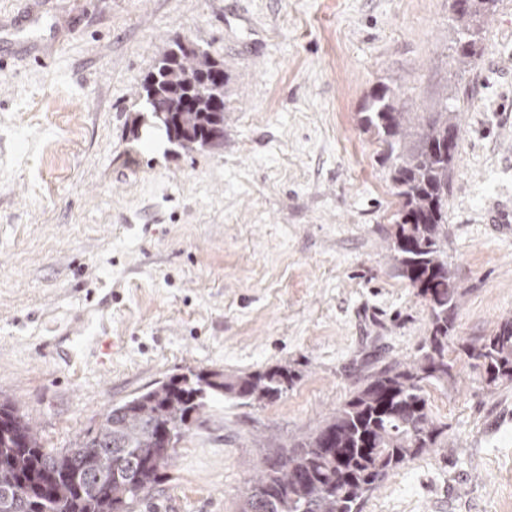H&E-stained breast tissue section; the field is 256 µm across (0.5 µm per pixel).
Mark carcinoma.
I'll return each mask as SVG.
<instances>
[{
    "label": "carcinoma",
    "instance_id": "obj_1",
    "mask_svg": "<svg viewBox=\"0 0 512 512\" xmlns=\"http://www.w3.org/2000/svg\"><path fill=\"white\" fill-rule=\"evenodd\" d=\"M494 2L454 0L458 64L473 61L479 23ZM226 85L224 62L177 43L148 73L143 109L132 125L182 149H220ZM363 123L382 146L401 200L388 248L401 277L428 306L430 335L420 357L369 376L319 428L264 462L242 491L238 512H361L388 475L437 447L448 428L434 418L426 386L452 377L448 340L464 295L444 250L458 153L448 150V139H459V113L448 107L411 112L403 93L385 86L373 94ZM461 349L488 384L512 382V316ZM292 380L282 366L174 376L112 405L95 434L59 452L42 447L31 423L1 400L0 512H132L161 484L175 453L156 439L158 427L169 426L179 440L189 421L200 419L205 397L251 405L280 396Z\"/></svg>",
    "mask_w": 512,
    "mask_h": 512
}]
</instances>
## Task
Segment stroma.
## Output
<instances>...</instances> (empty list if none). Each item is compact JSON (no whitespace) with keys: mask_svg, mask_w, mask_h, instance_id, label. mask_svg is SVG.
Segmentation results:
<instances>
[{"mask_svg":"<svg viewBox=\"0 0 512 512\" xmlns=\"http://www.w3.org/2000/svg\"><path fill=\"white\" fill-rule=\"evenodd\" d=\"M30 44L0 40V400L43 447H75L112 404L174 375L287 367L271 401L210 402L165 480L134 508L236 512L267 440L320 427L363 381L420 356L425 302L388 243L401 207L364 132L371 94L409 111L456 96L448 264L465 291L452 377L428 386L438 447L362 512H512V383L460 347L512 316V0H495L471 65L453 0H43ZM223 60L224 146L136 138L163 47Z\"/></svg>","mask_w":512,"mask_h":512,"instance_id":"stroma-1","label":"stroma"}]
</instances>
